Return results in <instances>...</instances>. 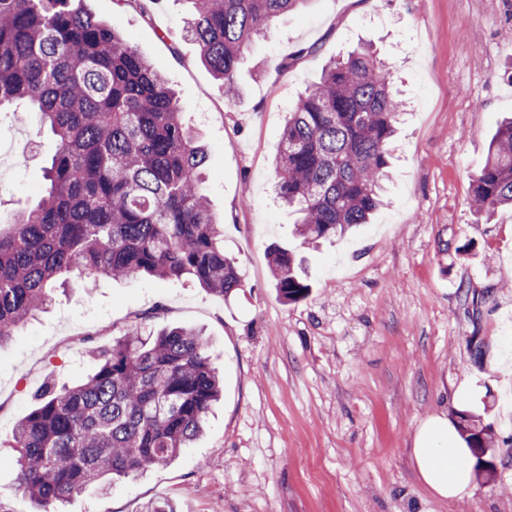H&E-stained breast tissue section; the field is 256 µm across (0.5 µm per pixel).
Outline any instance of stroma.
I'll return each instance as SVG.
<instances>
[{
	"mask_svg": "<svg viewBox=\"0 0 512 512\" xmlns=\"http://www.w3.org/2000/svg\"><path fill=\"white\" fill-rule=\"evenodd\" d=\"M169 81L209 150L205 188L242 291L224 298L182 279L96 278L0 347V457L47 382L95 368L87 346L125 328L204 332L224 379L203 435L168 465L74 495L65 512H512V208L471 206L496 123L512 114V0H307L275 19L224 87L184 32L189 0L150 15L87 0ZM374 41L407 102L371 224L301 247L271 168L288 110L332 60ZM295 63L280 71L286 57ZM56 142L30 113L0 116V224L36 201ZM303 257L309 296L286 303L270 249ZM493 426L495 475L443 501L416 479L418 424L459 411Z\"/></svg>",
	"mask_w": 512,
	"mask_h": 512,
	"instance_id": "35a3bbf8",
	"label": "stroma"
}]
</instances>
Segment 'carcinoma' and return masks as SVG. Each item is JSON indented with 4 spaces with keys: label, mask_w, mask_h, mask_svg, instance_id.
I'll return each mask as SVG.
<instances>
[{
    "label": "carcinoma",
    "mask_w": 512,
    "mask_h": 512,
    "mask_svg": "<svg viewBox=\"0 0 512 512\" xmlns=\"http://www.w3.org/2000/svg\"><path fill=\"white\" fill-rule=\"evenodd\" d=\"M83 0H0V113L19 101L50 130L46 194L0 230V344L53 299L58 278H194L229 297L245 287L224 254V225L202 180L208 152L183 119L164 75ZM187 36L224 91L270 21L306 0H191ZM392 67L360 44L302 95L273 162L282 202L309 245L366 224L383 205L402 115ZM481 214L512 205V118L496 128L473 179ZM287 303L310 293L292 251L270 252ZM82 382L47 384L14 427L17 490L36 512L73 495L164 466L203 432L222 382L202 335L182 326L144 337L127 329L95 354ZM470 448L493 428L458 413Z\"/></svg>",
    "instance_id": "carcinoma-1"
}]
</instances>
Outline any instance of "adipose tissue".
<instances>
[{
	"mask_svg": "<svg viewBox=\"0 0 512 512\" xmlns=\"http://www.w3.org/2000/svg\"><path fill=\"white\" fill-rule=\"evenodd\" d=\"M410 453L417 479L434 497L454 500L474 494L473 455L444 413L419 424Z\"/></svg>",
	"mask_w": 512,
	"mask_h": 512,
	"instance_id": "obj_1",
	"label": "adipose tissue"
}]
</instances>
